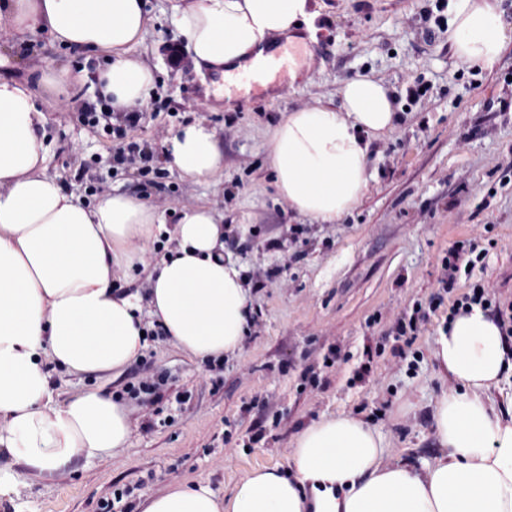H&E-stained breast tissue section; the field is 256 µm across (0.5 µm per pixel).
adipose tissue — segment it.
<instances>
[{
	"label": "adipose tissue",
	"instance_id": "obj_1",
	"mask_svg": "<svg viewBox=\"0 0 512 512\" xmlns=\"http://www.w3.org/2000/svg\"><path fill=\"white\" fill-rule=\"evenodd\" d=\"M448 40L463 63L494 66L508 36L491 0H449ZM17 29L47 28L53 40L103 57L102 95L130 111L154 85V73L129 50L150 18L144 0H0ZM311 0H175L172 21L196 68L225 79L260 44L275 45L311 21ZM341 109L291 112L274 129L269 153L279 191L299 216L332 224L369 184L372 139L392 129L390 91L362 76L345 84ZM48 118L36 93L0 78V449L19 469L0 468V496L23 476H52L74 457L125 447L126 414L98 388L64 401L50 389L47 363L74 374L120 369L146 345L143 310L184 351L214 358L240 348L249 320L241 267L224 255V219L206 207L185 211L173 248L149 275L147 302L117 296L115 274L140 263L132 240H147L156 212L115 193L88 205L43 168L39 136ZM163 155L182 175L214 178L224 165L215 131L197 120L177 129ZM434 357L454 381L435 406V439L445 450L418 468L383 464L382 435L338 415L297 436L287 467L258 468L222 499L185 484L148 498L141 512H512V347L480 307L441 330Z\"/></svg>",
	"mask_w": 512,
	"mask_h": 512
}]
</instances>
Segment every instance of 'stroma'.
Listing matches in <instances>:
<instances>
[{
	"label": "stroma",
	"mask_w": 512,
	"mask_h": 512,
	"mask_svg": "<svg viewBox=\"0 0 512 512\" xmlns=\"http://www.w3.org/2000/svg\"><path fill=\"white\" fill-rule=\"evenodd\" d=\"M171 0H147L151 23L130 54L150 65L155 108L130 135L147 160L118 161V148L84 120L100 111L95 62L53 43L41 28L0 32V77L39 94L48 122L40 136L46 172L81 200L106 193L136 197L161 215L154 250L136 242L137 271L116 276L119 295L146 296L148 276L182 211L206 206L224 217V248L250 282L251 324L239 350L219 365L192 357L170 337L147 341L121 369L67 374L52 369L63 400L98 387L127 411L125 447L105 459H73L49 477L30 476L0 512H138L147 497L185 482L229 497L254 469L287 466L297 435L322 418L347 414L380 431L384 463L435 462L434 407L451 379L439 375L433 349L447 307L432 308L441 260L461 241L489 246L460 281L490 282L498 303L512 304V44L497 64L459 62L448 42V0H316L318 30L305 68L288 89H269L235 104H202L199 71L173 70L164 46L182 40ZM69 100L45 85L60 70ZM370 76L389 88L397 119L373 140L369 186L333 224L301 220L276 187L269 140L283 115L315 106L337 109L349 81ZM425 90L419 98L410 86ZM203 119L215 128L224 168L214 181L183 176L162 155L180 126ZM305 232L295 235L296 224ZM276 278L257 289V274ZM425 320L407 358L393 353L396 317ZM153 375L157 396L126 389Z\"/></svg>",
	"instance_id": "35a3bbf8"
}]
</instances>
